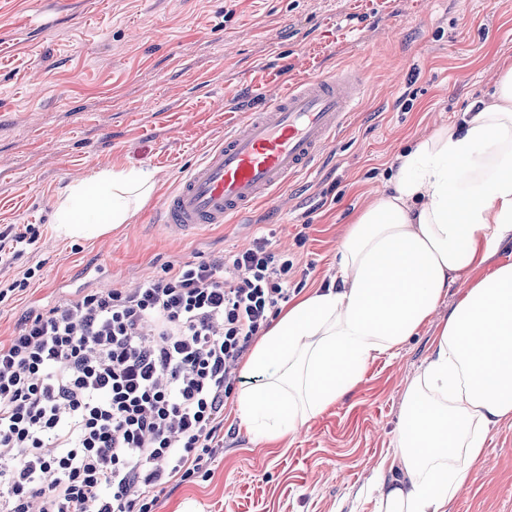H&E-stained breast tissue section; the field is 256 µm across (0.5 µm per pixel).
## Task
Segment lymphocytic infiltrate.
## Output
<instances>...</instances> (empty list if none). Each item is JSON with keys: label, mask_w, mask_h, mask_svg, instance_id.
<instances>
[{"label": "lymphocytic infiltrate", "mask_w": 512, "mask_h": 512, "mask_svg": "<svg viewBox=\"0 0 512 512\" xmlns=\"http://www.w3.org/2000/svg\"><path fill=\"white\" fill-rule=\"evenodd\" d=\"M292 268L262 235L22 320L0 344V512H155L169 485L209 481Z\"/></svg>", "instance_id": "f902f5d3"}]
</instances>
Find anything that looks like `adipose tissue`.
Wrapping results in <instances>:
<instances>
[{"label":"adipose tissue","mask_w":512,"mask_h":512,"mask_svg":"<svg viewBox=\"0 0 512 512\" xmlns=\"http://www.w3.org/2000/svg\"><path fill=\"white\" fill-rule=\"evenodd\" d=\"M396 162L390 186L337 247L335 283L289 305L252 347L244 371L261 381L238 394L237 416L261 443L297 435L458 287L405 385L394 436L402 474L376 486L377 512H448L487 464L490 431L512 420V262L497 260L512 246V65L490 101L472 103ZM155 190L150 171H98L59 200L54 231L73 241L118 230Z\"/></svg>","instance_id":"1"}]
</instances>
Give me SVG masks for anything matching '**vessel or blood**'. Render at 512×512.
<instances>
[{"mask_svg": "<svg viewBox=\"0 0 512 512\" xmlns=\"http://www.w3.org/2000/svg\"><path fill=\"white\" fill-rule=\"evenodd\" d=\"M366 81L363 71L336 70L250 109L165 198L161 223L172 234H193L269 202L344 128Z\"/></svg>", "mask_w": 512, "mask_h": 512, "instance_id": "b4317fda", "label": "vessel or blood"}]
</instances>
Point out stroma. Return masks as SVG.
<instances>
[{
  "label": "stroma",
  "mask_w": 512,
  "mask_h": 512,
  "mask_svg": "<svg viewBox=\"0 0 512 512\" xmlns=\"http://www.w3.org/2000/svg\"><path fill=\"white\" fill-rule=\"evenodd\" d=\"M508 63L512 0H0V228L41 233L10 269L41 267L0 301V342L59 298L134 288L168 263L207 262L262 232L294 264L290 297L330 283L337 243L395 174L396 156L487 98ZM337 68L369 80L310 171L235 223L169 234L162 199L245 109ZM114 165L150 170L156 192L120 229L60 240L59 197ZM456 300L449 289L434 321L370 361L297 437L257 443L228 399L213 478L168 489L156 512H376L364 487L394 458L405 384ZM485 451L494 469L476 472L448 512H512V421Z\"/></svg>",
  "instance_id": "obj_1"
}]
</instances>
